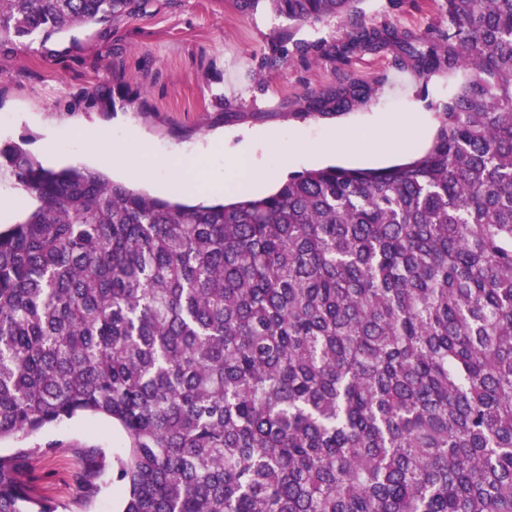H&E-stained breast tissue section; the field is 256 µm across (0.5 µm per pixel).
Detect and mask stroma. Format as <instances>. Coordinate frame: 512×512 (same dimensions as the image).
Segmentation results:
<instances>
[{
	"instance_id": "1",
	"label": "stroma",
	"mask_w": 512,
	"mask_h": 512,
	"mask_svg": "<svg viewBox=\"0 0 512 512\" xmlns=\"http://www.w3.org/2000/svg\"><path fill=\"white\" fill-rule=\"evenodd\" d=\"M360 18L426 32L447 28L438 0H361ZM346 21L299 23L262 7L241 13L234 0H150L146 11L35 39L0 53V142L26 141L37 157L46 144L61 164L100 167L99 153L124 158L149 150L145 167L162 159L209 155L214 174L247 152L255 171L276 170L259 195L274 191L291 173L329 165L355 167L340 153L307 155L328 133L363 134L389 117L414 115L427 127L406 152L366 160L369 168L409 161L432 145L437 108L455 81L439 71L423 77L394 53L367 54L343 65L322 55L321 45L344 41ZM311 51L300 59L296 43ZM352 82L370 88L352 110L327 115L306 111V99ZM109 127V142L90 146L80 129ZM120 432L103 418L80 417L50 425L27 439L0 442V453L30 455L23 480L58 512H115L122 494L111 472L93 500L84 475L89 449L120 452ZM51 454H43V447Z\"/></svg>"
}]
</instances>
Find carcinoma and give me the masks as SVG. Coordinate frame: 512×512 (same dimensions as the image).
Wrapping results in <instances>:
<instances>
[{
  "label": "carcinoma",
  "mask_w": 512,
  "mask_h": 512,
  "mask_svg": "<svg viewBox=\"0 0 512 512\" xmlns=\"http://www.w3.org/2000/svg\"><path fill=\"white\" fill-rule=\"evenodd\" d=\"M362 0H235L317 24ZM423 38L358 24L456 90L432 147L185 206L0 146V441L112 422L120 512H512V0H440ZM148 0H0V51ZM368 97L355 82L313 114ZM0 455V512H57ZM27 204V197L22 191L15 192L9 196H0V211H3L0 212V220H2V222H10L20 219L27 210L21 215H14L11 213L23 212L26 209Z\"/></svg>",
  "instance_id": "cac0c4a2"
}]
</instances>
